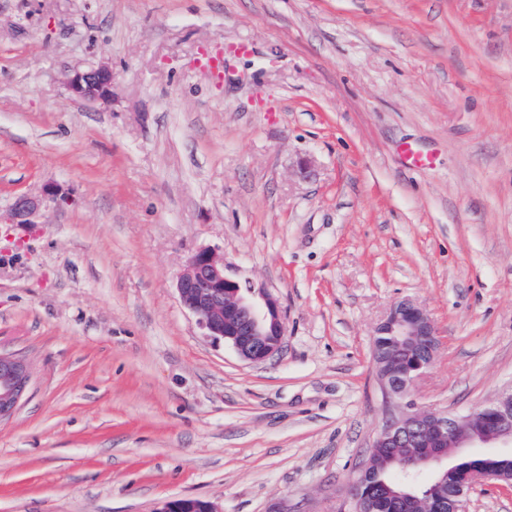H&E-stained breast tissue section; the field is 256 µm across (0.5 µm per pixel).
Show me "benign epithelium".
Listing matches in <instances>:
<instances>
[{
    "mask_svg": "<svg viewBox=\"0 0 512 512\" xmlns=\"http://www.w3.org/2000/svg\"><path fill=\"white\" fill-rule=\"evenodd\" d=\"M66 86L75 98L106 101L112 96V69L106 65L76 70ZM51 201V188L40 196L22 194L15 200L16 224L30 223L29 217ZM176 290L184 308L192 313L206 335L222 340L237 356L249 363H263L281 349L286 333L279 302L265 291L224 273V255L208 248L188 258L176 277ZM439 348L436 329L428 312L410 299H401L376 328L371 347L372 361L381 386L385 417L371 444L370 455L381 448H413L399 467L407 474L430 467L445 471L459 450L482 456L486 449L512 458V391L498 396L465 414L435 409L420 410L408 400L410 388L434 363ZM29 382L25 363L0 353V421L15 412ZM372 459L360 467L356 484L349 490L350 512H378L379 503L362 498L357 483L365 480ZM512 484L492 466L456 473L448 490L422 502L429 512H466L468 496L480 485ZM155 512H219L205 499L183 497L161 503Z\"/></svg>",
    "mask_w": 512,
    "mask_h": 512,
    "instance_id": "benign-epithelium-1",
    "label": "benign epithelium"
}]
</instances>
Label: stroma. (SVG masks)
Instances as JSON below:
<instances>
[{"label":"stroma","mask_w":512,"mask_h":512,"mask_svg":"<svg viewBox=\"0 0 512 512\" xmlns=\"http://www.w3.org/2000/svg\"><path fill=\"white\" fill-rule=\"evenodd\" d=\"M99 63L111 101L71 97ZM203 248L279 300V355L181 305ZM403 298L440 344L418 406L512 389V0H0V352L29 371L0 512H346ZM50 201H57V193L54 189L47 188L40 196L29 194L19 195L13 206V219L15 224H33L29 217L42 207H46ZM155 512H219V510L208 500L183 497L162 502Z\"/></svg>","instance_id":"stroma-1"}]
</instances>
